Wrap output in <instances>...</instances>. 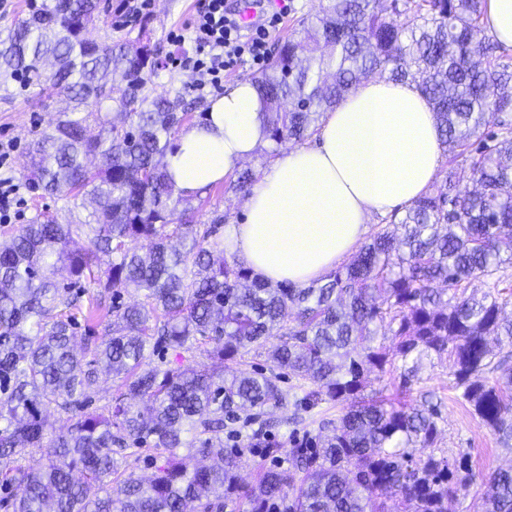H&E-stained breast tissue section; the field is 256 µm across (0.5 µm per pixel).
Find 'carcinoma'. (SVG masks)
Instances as JSON below:
<instances>
[{"label":"carcinoma","instance_id":"obj_1","mask_svg":"<svg viewBox=\"0 0 512 512\" xmlns=\"http://www.w3.org/2000/svg\"><path fill=\"white\" fill-rule=\"evenodd\" d=\"M485 0H404L411 25L386 21L380 0H331L301 36L278 47L253 78L266 140H301L374 71L412 80L432 106L442 142L469 158L478 194L450 167L441 186L380 229L345 267L306 288L272 285L224 257L219 221L182 223L190 202L175 192L166 157L192 119L181 95L150 97L154 50L92 37L96 0H43L0 37V74L69 100L37 134L23 177L61 203L55 214L0 233V508L11 512H448L467 487L469 454H437V405L365 398L366 378L400 358L401 394L417 365L448 358L458 399L498 439L512 440V403L490 382L499 368L492 336L512 346L502 317L512 280V57L481 36ZM99 128L90 135V128ZM101 164L90 167V156ZM88 221H59L82 199ZM85 238L88 246L72 247ZM111 259L100 275L102 257ZM65 268L75 280L52 279ZM486 279L478 299L466 294ZM112 291V321L76 350L71 289ZM133 288L142 300L123 305ZM393 336L389 353L373 329ZM214 344L211 349L208 344ZM201 353L199 369L164 368L168 353ZM261 357L263 369L224 377V361ZM118 380L105 413L84 411L99 369ZM309 383L303 400L344 405L330 435L294 440L287 465L238 478L242 449L224 450V427L239 413L285 405L281 376ZM147 403L146 411L133 402ZM76 421L48 435L49 409ZM163 455L149 479L119 470L112 448ZM47 463L23 464L33 450ZM221 457L188 468L180 450ZM100 495H89L91 486ZM476 512H512V470L492 472Z\"/></svg>","mask_w":512,"mask_h":512}]
</instances>
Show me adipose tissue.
Returning <instances> with one entry per match:
<instances>
[{"mask_svg": "<svg viewBox=\"0 0 512 512\" xmlns=\"http://www.w3.org/2000/svg\"><path fill=\"white\" fill-rule=\"evenodd\" d=\"M264 142L251 82L212 100L167 170L189 196L224 180ZM435 114L415 84L362 80L322 122L317 142L281 153L250 187L244 218L224 230L228 255L272 284L330 272L385 214L424 195L440 169Z\"/></svg>", "mask_w": 512, "mask_h": 512, "instance_id": "obj_1", "label": "adipose tissue"}]
</instances>
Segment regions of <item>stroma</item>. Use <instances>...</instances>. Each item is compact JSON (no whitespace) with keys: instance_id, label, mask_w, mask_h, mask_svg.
<instances>
[{"instance_id":"1","label":"stroma","mask_w":512,"mask_h":512,"mask_svg":"<svg viewBox=\"0 0 512 512\" xmlns=\"http://www.w3.org/2000/svg\"><path fill=\"white\" fill-rule=\"evenodd\" d=\"M124 0H98L95 37L111 34L113 39L136 38L141 31H148L150 45L156 49L161 61L158 78L153 87L156 92L180 93L185 102L191 103L193 116L207 110L209 97L191 93L190 85L196 75L192 70L173 66L172 60L191 51V43L175 45L168 35L174 30H184L193 17L200 0H151L148 8L128 15L123 10ZM61 97L41 102L35 89H20L14 81L0 80V141H11L14 153L7 166L10 176L21 181L33 142L39 129L55 121L62 108ZM236 174H229L224 181L192 195L194 221L211 223L222 218L224 224L239 222L244 213V200L234 189ZM417 385L436 391L439 404L437 449L445 456L456 457L459 452L471 455L474 478L466 490L448 500V512H474V504L484 491L483 475L512 467V446H504L475 417L469 408L456 398L448 375V361L435 356L424 358L418 373ZM288 398L287 406L277 410L274 425L269 433L275 440L288 443L293 438H317L325 422L336 420L342 413L341 406L321 404L304 411L295 401L303 391L302 382L293 377L281 382Z\"/></svg>"}]
</instances>
